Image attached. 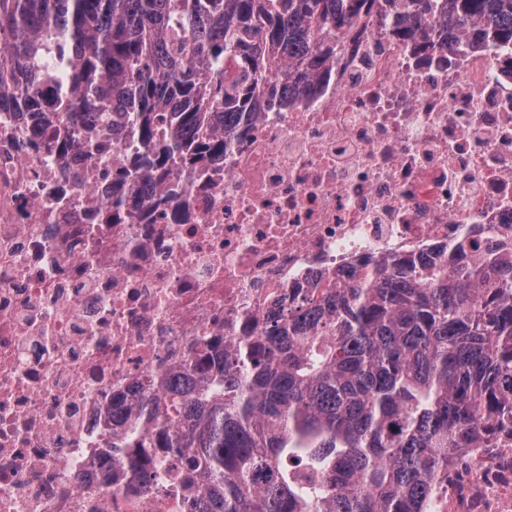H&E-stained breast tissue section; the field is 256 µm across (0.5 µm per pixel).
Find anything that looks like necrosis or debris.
I'll use <instances>...</instances> for the list:
<instances>
[{
	"label": "necrosis or debris",
	"instance_id": "obj_1",
	"mask_svg": "<svg viewBox=\"0 0 512 512\" xmlns=\"http://www.w3.org/2000/svg\"><path fill=\"white\" fill-rule=\"evenodd\" d=\"M398 18L372 5L324 74L196 130L222 155L133 185L136 140L58 155L60 128L0 86V512H184L116 490L112 437L188 356L390 258L512 254V45L438 29L423 46ZM489 458L449 484L454 512H483L467 484L512 482V454Z\"/></svg>",
	"mask_w": 512,
	"mask_h": 512
}]
</instances>
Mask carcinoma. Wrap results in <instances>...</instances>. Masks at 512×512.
I'll list each match as a JSON object with an SVG mask.
<instances>
[{
    "label": "carcinoma",
    "mask_w": 512,
    "mask_h": 512,
    "mask_svg": "<svg viewBox=\"0 0 512 512\" xmlns=\"http://www.w3.org/2000/svg\"><path fill=\"white\" fill-rule=\"evenodd\" d=\"M373 0H0V81L67 132L64 155L110 133L144 148L134 184L224 138L186 135L214 113L254 111L277 63L318 74ZM419 24H470L512 44V0H390ZM239 65L224 83L221 66ZM384 262L336 298L308 302L261 338L191 357L166 399L119 436L112 465L187 512H433L448 467L512 444V262ZM177 457L171 476L166 460Z\"/></svg>",
    "instance_id": "cac0c4a2"
}]
</instances>
